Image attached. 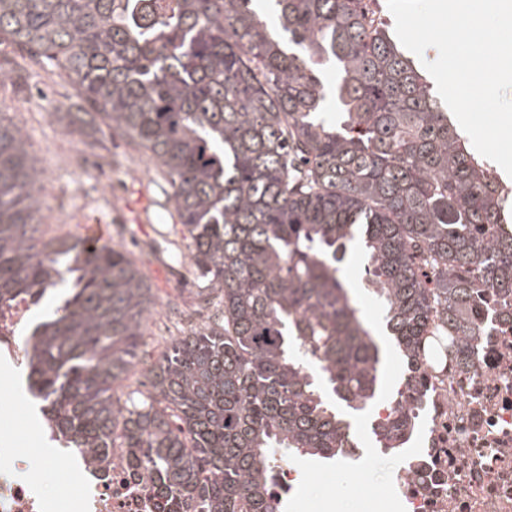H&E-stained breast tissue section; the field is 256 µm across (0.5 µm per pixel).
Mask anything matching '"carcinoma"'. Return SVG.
Segmentation results:
<instances>
[{
	"label": "carcinoma",
	"instance_id": "carcinoma-1",
	"mask_svg": "<svg viewBox=\"0 0 512 512\" xmlns=\"http://www.w3.org/2000/svg\"><path fill=\"white\" fill-rule=\"evenodd\" d=\"M0 41L62 68L68 134L151 154L218 299L215 326L150 366L148 393L113 399L151 288L123 246L38 236L41 173L0 116V310L62 290L23 341L44 422L100 465L127 449L168 512H281L276 449L347 457L381 365L341 276L354 242L403 364L384 449L412 426L420 372L466 363L479 305L512 296V194L364 0H0Z\"/></svg>",
	"mask_w": 512,
	"mask_h": 512
}]
</instances>
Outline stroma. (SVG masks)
Here are the masks:
<instances>
[{
  "label": "stroma",
  "instance_id": "1",
  "mask_svg": "<svg viewBox=\"0 0 512 512\" xmlns=\"http://www.w3.org/2000/svg\"><path fill=\"white\" fill-rule=\"evenodd\" d=\"M76 100L73 87L61 70L30 68L27 84L17 88L0 85V115L18 124L36 166L52 170L51 183L41 186L37 196L44 219L39 227L43 237L80 236L83 224L101 221L111 226L110 241L131 250L148 275L154 305L152 314L169 321L159 340L169 345L172 338L186 334V316L194 324L211 323L216 308L200 296L203 280L194 275V260L183 238L171 196L172 188L148 155L115 139L109 150L93 149L69 135L55 120ZM146 197V209L134 208L137 197ZM367 264L358 253H348L342 276L356 289L355 298L366 320L379 324L380 308L366 288ZM8 433L13 447L23 449L28 463L42 461L46 446L41 427L28 418L19 404L0 413V433ZM363 452L368 460L364 471L347 470L344 462L307 460L303 480L293 493L306 501L302 512H312L319 487L334 482L340 489L339 512H362L371 497L385 493L395 463L394 453L376 448L367 440Z\"/></svg>",
  "mask_w": 512,
  "mask_h": 512
}]
</instances>
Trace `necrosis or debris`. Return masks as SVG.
<instances>
[{
    "instance_id": "obj_1",
    "label": "necrosis or debris",
    "mask_w": 512,
    "mask_h": 512,
    "mask_svg": "<svg viewBox=\"0 0 512 512\" xmlns=\"http://www.w3.org/2000/svg\"><path fill=\"white\" fill-rule=\"evenodd\" d=\"M30 310L22 302L0 313V350L17 368L15 338ZM480 331L467 367L423 373L387 489L365 512H512V297L482 312ZM23 463L0 438V512H157V497L132 481L125 449L111 450L103 472L83 451L57 450L48 467L78 487L60 498L47 497L40 469Z\"/></svg>"
}]
</instances>
